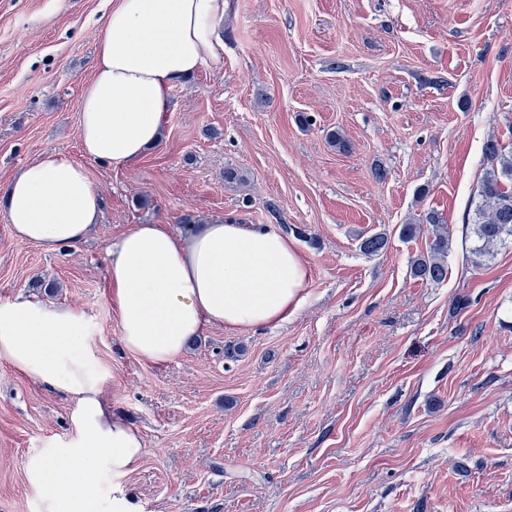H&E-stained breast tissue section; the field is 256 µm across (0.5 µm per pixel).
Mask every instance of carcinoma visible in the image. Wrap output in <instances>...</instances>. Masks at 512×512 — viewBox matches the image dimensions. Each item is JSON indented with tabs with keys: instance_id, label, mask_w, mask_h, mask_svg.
Segmentation results:
<instances>
[{
	"instance_id": "obj_1",
	"label": "carcinoma",
	"mask_w": 512,
	"mask_h": 512,
	"mask_svg": "<svg viewBox=\"0 0 512 512\" xmlns=\"http://www.w3.org/2000/svg\"><path fill=\"white\" fill-rule=\"evenodd\" d=\"M482 151L490 167L474 193V207L466 220L473 225L475 237L471 255L478 258L491 257L496 246L512 243V149H507L497 140H489ZM426 222L431 227L433 238L429 250L412 261L410 273L421 281L440 284L448 276V228L435 214L427 215ZM387 245L386 236L374 234L362 240L360 249L373 255Z\"/></svg>"
}]
</instances>
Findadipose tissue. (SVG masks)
I'll return each mask as SVG.
<instances>
[{
	"label": "adipose tissue",
	"mask_w": 512,
	"mask_h": 512,
	"mask_svg": "<svg viewBox=\"0 0 512 512\" xmlns=\"http://www.w3.org/2000/svg\"><path fill=\"white\" fill-rule=\"evenodd\" d=\"M231 0H114L98 35L94 73L84 86L79 134L87 159L125 166L161 138L171 91L224 59ZM102 197L86 168L48 154L26 165L7 188L13 235L43 251L75 247L98 223ZM107 292L120 339L142 362L181 356L211 327L255 330L281 325L299 310L309 269L287 237L232 221L176 235L162 224H135L108 248ZM0 359L65 394L70 431L24 461L40 512H128L103 494L102 478L126 476L144 439L112 408L110 368L98 358L84 315L25 296L0 304Z\"/></svg>",
	"instance_id": "ef3b65f1"
}]
</instances>
